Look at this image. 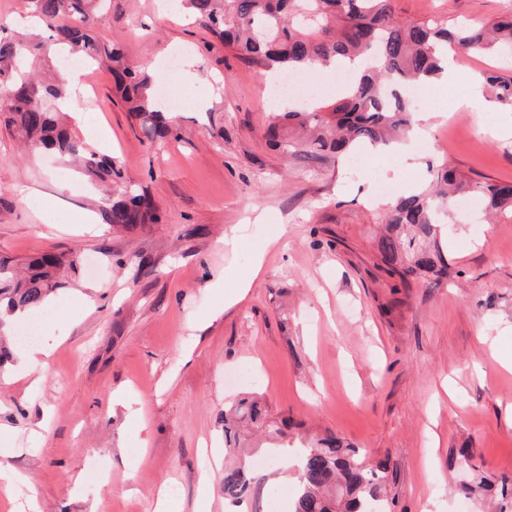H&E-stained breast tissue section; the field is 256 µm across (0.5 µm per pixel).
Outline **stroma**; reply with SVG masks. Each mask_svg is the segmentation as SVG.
<instances>
[{
	"mask_svg": "<svg viewBox=\"0 0 512 512\" xmlns=\"http://www.w3.org/2000/svg\"><path fill=\"white\" fill-rule=\"evenodd\" d=\"M394 8L469 23L512 11V0ZM94 33L146 68L182 52L168 79L181 99L172 134L149 141L103 69L90 72L83 118L70 120L163 221L98 223L80 176L0 125V255L82 256L51 299L40 382L16 328L5 332L14 347L0 366V465L25 481L0 512H155L162 485L171 512H267L273 490L293 512L297 476L272 467L258 469L243 503L224 500V411L251 396L291 422L292 446L333 434L386 464L391 512H489L512 484V216L485 219L478 185L512 183V137L493 133L512 110L455 104L483 72H512V56L461 58L452 83L431 86L441 106L417 108L421 136L365 151L354 170L346 156L270 147L263 78L160 0H112ZM444 164L473 184L469 214L438 227L448 274L396 287L377 250L382 215ZM379 181L393 195H377ZM240 368L257 383H234ZM118 392L129 408L113 406ZM463 455L490 490L458 494Z\"/></svg>",
	"mask_w": 512,
	"mask_h": 512,
	"instance_id": "1",
	"label": "stroma"
}]
</instances>
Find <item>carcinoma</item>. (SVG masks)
<instances>
[{
	"label": "carcinoma",
	"mask_w": 512,
	"mask_h": 512,
	"mask_svg": "<svg viewBox=\"0 0 512 512\" xmlns=\"http://www.w3.org/2000/svg\"><path fill=\"white\" fill-rule=\"evenodd\" d=\"M109 0H29L38 32L0 37V123L15 129L30 146L75 163L90 182L109 186L99 202L102 223L133 229L158 224L162 215L142 194L128 188L123 171L112 159L90 150L62 121L56 101L60 83L44 81L28 63L46 55L55 44L67 55L110 69L116 93L127 110L152 137L170 133V125L155 109L154 79L129 64L125 50L95 37L92 25ZM197 20L225 47L259 71H321L331 62L356 65L344 94L312 110H288L270 125L267 137L282 142V131L308 133L311 158L319 152L352 153L359 148L391 145L409 130L413 113L403 89L425 84L440 74L438 45L449 43L461 54L512 53V14L481 26L448 28L433 19L399 17L393 0H183ZM495 102L512 108V75L484 73ZM436 193L399 196L388 209V233L379 251L389 273L407 286L409 277L427 272L448 275L444 253L434 244L440 204L470 188L453 169L438 177ZM489 208L512 213V184L480 185ZM78 257L42 253L28 261L19 275L12 260L0 258V308L8 315L43 310L50 296L64 287L65 272H76ZM257 400L241 399L224 413V450L242 447L240 427L251 423L274 447L287 435L286 421L266 420ZM386 469L370 466L362 451L327 435L298 455V489L294 512H390ZM244 465L224 467V500L238 504L252 485Z\"/></svg>",
	"instance_id": "carcinoma-1"
}]
</instances>
